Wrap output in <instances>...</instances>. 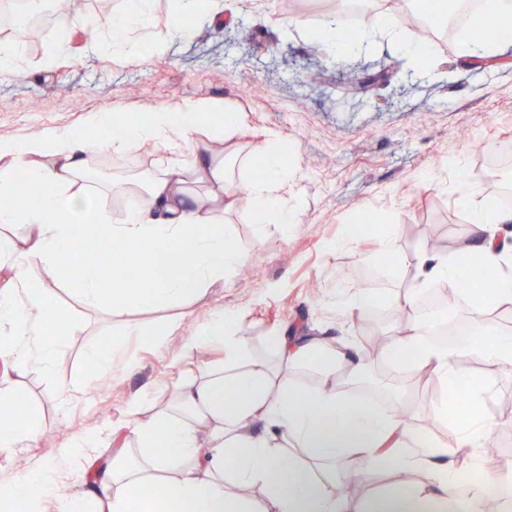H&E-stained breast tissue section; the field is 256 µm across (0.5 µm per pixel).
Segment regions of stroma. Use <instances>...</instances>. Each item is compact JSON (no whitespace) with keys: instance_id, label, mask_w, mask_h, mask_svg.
<instances>
[{"instance_id":"stroma-1","label":"stroma","mask_w":512,"mask_h":512,"mask_svg":"<svg viewBox=\"0 0 512 512\" xmlns=\"http://www.w3.org/2000/svg\"><path fill=\"white\" fill-rule=\"evenodd\" d=\"M173 6L174 0H155L148 24L122 58L90 49V41L106 40L112 26L111 17L93 11L79 25L50 27L40 42L20 47L16 73L0 76V139L86 127L98 112L143 116L184 102L221 103L243 115L232 141L241 153L272 135L287 153L293 165L289 221L256 227L248 201L240 200L224 231L258 277L228 272L182 306L102 313L84 305L50 266L37 267L36 281L75 325L51 357L33 348L23 368L0 361V398L24 399L40 429L35 446L0 454V482L50 464L68 498L91 496L97 472L120 446L112 431L126 428L130 403L141 400V418H151L169 407L178 383L195 380L221 359L200 339L215 316H235L240 338L273 365L278 359L265 339L280 329L361 347L359 326L340 303L356 292V272L380 247L376 230L392 225L388 247L395 260L377 290L388 296L411 291V260L427 246L408 237L406 226L437 225L459 250L473 237V206L489 197L487 159L512 144V41L496 42L493 54L477 61L438 36L427 40L430 65L421 69L386 43L343 56L327 45L314 50L325 0H296L287 12L279 0H224L222 22L196 16L181 36L169 31ZM76 29L80 40L60 51ZM146 41L159 43L160 51L141 56ZM384 68L393 70L391 81L374 80ZM62 84L68 95L59 94ZM253 85L264 95L251 96ZM163 156L154 146L138 166L97 171L78 183L102 182L105 219L116 224L130 203L127 176L158 172ZM361 215L370 231L355 247L341 246L347 226ZM345 273L349 283L337 287V275ZM314 282L319 292L311 291ZM166 320L174 328L155 338V327ZM113 333L122 335L123 353L108 369L92 368L89 352ZM369 374L381 379L383 393L404 392L411 421L446 440L457 467L465 466L456 431L436 415L435 377L399 375L380 359ZM481 382L501 448L494 466L501 491L512 488V426L502 420L503 406L512 405V367L485 363ZM90 433L97 436L92 448L68 454L75 439ZM336 478L358 479L367 497L395 485L394 470L366 469L357 454L337 463Z\"/></svg>"}]
</instances>
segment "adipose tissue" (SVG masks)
<instances>
[{"label":"adipose tissue","mask_w":512,"mask_h":512,"mask_svg":"<svg viewBox=\"0 0 512 512\" xmlns=\"http://www.w3.org/2000/svg\"><path fill=\"white\" fill-rule=\"evenodd\" d=\"M153 2L122 0L106 43L113 55L125 54L131 33L149 20ZM503 16L512 17V0H483L480 14L459 36L460 52L472 59L488 57L485 22ZM314 36L345 54L385 41L405 51L417 66L428 65L422 43L404 42L397 28L379 20L351 37L340 20L328 19ZM95 122L114 131L102 150L122 153L154 142L170 156L162 162V174L141 181L140 196L124 220L112 225L102 219L99 189L71 190L93 165L86 129H51L0 140V224H24L30 230L22 246L0 242V265H9L16 286L26 293L21 303L13 293L0 292V323L10 325L0 334L1 360L24 364L32 343L51 354L71 324L65 309L36 283L38 265L52 266L79 300L101 312L123 313L148 304L170 307L195 300L240 264L235 242L224 233L225 213L237 198L248 199L256 224L288 220L291 165L275 138L245 156L232 153L221 159L195 140L203 129L224 138L234 135L241 123L237 112L217 103L189 102L158 108L144 120L101 112ZM184 152L193 158L195 179L218 189L208 207L192 203L186 173L175 160ZM472 219L485 237L455 258L416 255L417 277L424 286L467 283L459 312H511L512 263L496 247L491 228L512 222V211L483 204ZM64 253L69 256L65 262L60 259ZM470 257L485 272L474 284L465 264ZM418 304L411 292L390 297L367 289L350 295L344 310L361 316L377 308L413 309ZM410 329L408 339L388 344L385 357L396 371L426 367L439 378V416H447L455 401L465 404L455 421L457 445L468 449L474 479H464L447 463V448L424 443L422 429L405 417L402 397L376 409L341 387L337 371L359 378L367 369L348 347L318 337H273L281 362L318 374L317 384L302 387L256 355L238 336L233 317L225 315L210 322L201 336L223 348V365L206 370L201 382L181 390L172 408L146 421H138L140 408L132 406V447L115 454L91 499L65 502L66 512H415L424 504L439 505L441 512H476L494 483L481 458L493 422L484 407L483 386L468 379L455 357L464 352L512 364V337L492 342L475 334L442 345L427 342L421 323ZM38 433L33 419L19 416L13 402L0 399V450L34 441ZM351 453L364 455L380 469L423 470L429 478L409 491L391 488L357 503L336 491V464ZM161 483L167 486L163 498L151 493ZM230 483L261 495L228 494ZM54 490L52 471L46 468L18 482H1L0 504L10 505L12 512H33Z\"/></svg>","instance_id":"obj_1"}]
</instances>
